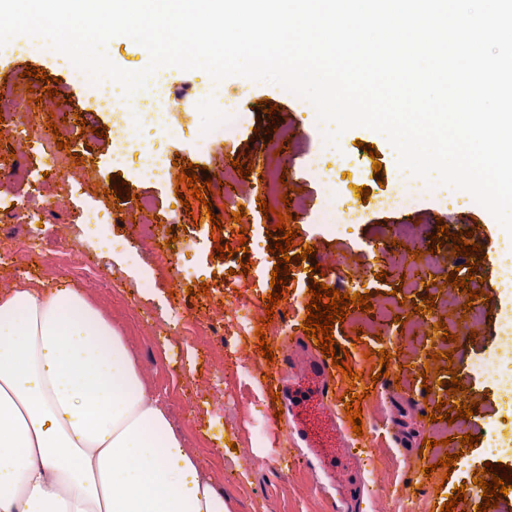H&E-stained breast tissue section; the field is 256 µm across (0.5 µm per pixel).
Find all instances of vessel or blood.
I'll return each mask as SVG.
<instances>
[{"mask_svg": "<svg viewBox=\"0 0 512 512\" xmlns=\"http://www.w3.org/2000/svg\"><path fill=\"white\" fill-rule=\"evenodd\" d=\"M299 347L302 358L289 361L281 382L288 416L273 418L272 423L287 427L288 444L297 447L298 459L318 463L331 478L351 467L345 415L330 395L331 364L321 357L313 340L300 341Z\"/></svg>", "mask_w": 512, "mask_h": 512, "instance_id": "vessel-or-blood-1", "label": "vessel or blood"}]
</instances>
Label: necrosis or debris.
<instances>
[{"mask_svg":"<svg viewBox=\"0 0 512 512\" xmlns=\"http://www.w3.org/2000/svg\"><path fill=\"white\" fill-rule=\"evenodd\" d=\"M72 82L79 86H92L99 107L102 110L120 114V122L112 126V157L115 162L136 161L138 172L157 181L165 180L171 167V161L160 145L161 136L174 132L170 117L175 112L190 111L192 103L207 106L212 115L211 127L201 135L202 140L219 136L230 137L244 120L237 98L225 95L223 90L209 84L198 85L191 100L178 98L168 78L158 75L144 90L132 97H125L113 90V84L103 81L92 84L89 76L78 69H70ZM28 153L36 157L35 164H28L24 158H17L10 171L11 181L23 186L24 194L7 197L0 195V219L14 218L18 211L27 214V240L37 244L41 231L39 225L44 216L56 210L57 201L40 193L36 184L42 172L61 171L68 166L70 157L58 150L53 135L35 133L33 128H25ZM312 171L320 179L323 189L321 219L334 231L356 223L355 208L343 205L342 184L335 171L326 167L325 152H317L309 159ZM83 184L75 180L70 184V195L74 202L69 212L70 220L66 226L68 234L74 235L76 242L66 256L68 268H90L91 260L86 256L80 241L88 236L92 226L108 223L111 214L105 211L100 202L83 201ZM234 324L224 325V307L216 305L209 312L206 322L210 337L217 347H224L226 337H234L233 351L238 356L239 366L244 374L254 380L265 377L266 371L256 351L249 348L246 339L254 335L260 321L247 305H238L235 309Z\"/></svg>","mask_w":512,"mask_h":512,"instance_id":"1","label":"necrosis or debris"}]
</instances>
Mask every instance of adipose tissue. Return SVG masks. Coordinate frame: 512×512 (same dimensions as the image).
<instances>
[{
  "mask_svg": "<svg viewBox=\"0 0 512 512\" xmlns=\"http://www.w3.org/2000/svg\"><path fill=\"white\" fill-rule=\"evenodd\" d=\"M0 512H232L84 289L0 290Z\"/></svg>",
  "mask_w": 512,
  "mask_h": 512,
  "instance_id": "ef3b65f1",
  "label": "adipose tissue"
}]
</instances>
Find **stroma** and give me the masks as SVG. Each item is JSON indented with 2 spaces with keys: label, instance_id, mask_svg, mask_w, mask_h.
Segmentation results:
<instances>
[{
  "label": "stroma",
  "instance_id": "obj_1",
  "mask_svg": "<svg viewBox=\"0 0 512 512\" xmlns=\"http://www.w3.org/2000/svg\"><path fill=\"white\" fill-rule=\"evenodd\" d=\"M46 70L49 77L58 79L57 94L32 103L37 114V125H45L50 114L66 113L80 116L86 127L100 128L113 123L111 113L101 111L94 94L85 87L71 83L62 65L59 53L48 56L16 55L0 57V88L14 91L18 98H25L28 80L26 68ZM225 94L237 97L246 116L236 134L229 139L217 138L207 146H200L197 133L208 125L210 116L203 107L191 112L173 113L177 132L168 139L166 149L174 154L176 165L172 175L161 183L147 182L139 178L133 168L116 169L112 165L111 141L92 137L73 142L70 150L77 153L80 162L58 174L50 185V191L60 200L62 207L50 215L46 225L49 243L44 250L36 251L25 267L28 282L48 288L61 285L85 287L84 278L62 276L51 278L47 268L59 263L70 243L60 238L59 227L66 218L64 202L69 198L70 182L81 178L93 199H105L107 192L118 191L129 185L132 195L149 198L155 205V213L161 224L170 225L178 239L193 240L195 249L185 251L179 260L188 273L189 280H205L210 287L227 281L234 285L239 302L248 304L256 312H264L268 288L258 287L254 273H241L246 253L239 250V238L227 235L226 240L237 250L227 262L215 260L211 227L196 223L189 214H182L178 222H170L169 212L176 204V176L185 164H193L198 179H206L214 173H229L231 180L225 184L212 183L211 198L216 208H223L226 196L235 187L256 185L267 170L282 169L287 173L288 188L293 189V199L302 209L290 225L298 231L292 255L302 256V268L315 264L335 262L337 275L324 276L327 285H335L337 277L358 281V291L370 297V310L352 308L347 319L335 322L333 327L335 352H346V365L357 372L356 384L336 379L332 396L344 398L346 390L363 394V436L358 437L351 449L364 485V512H375L386 488L397 487L400 493L410 494L420 503L423 512H441L456 487H464L465 502L459 503L454 512H476L482 501L483 490L474 485L476 472L487 460L485 441L494 436L512 438V415L507 414L506 398L496 390L492 381L475 376L470 371L473 361L493 355L499 350V321L512 317V293L504 292L497 276V249L512 236L501 227L492 215L479 204L463 205L448 198L427 193L415 206L406 210H393L383 202L386 189L397 178L396 153L387 139L373 130L356 127L342 137V148L349 158L344 186L348 205L354 206L360 216L358 223L348 226L345 236H336L329 225L319 223L318 212L322 204L323 188L309 167L308 156L320 147L323 128L312 113L300 111L290 91L266 82L232 76L222 82ZM282 143L280 154L263 152L262 143ZM378 151V158H371V151ZM249 162L253 170L249 178H242L234 161ZM381 162V170H373V162ZM370 191L369 201H362L358 188ZM446 223L450 233L442 247L446 262L429 271L428 279L444 284L459 264L474 267L472 289H483L488 298L482 301L485 319L475 329L468 330L457 321L455 313H448L450 333L456 334L457 342L451 343L441 335L419 336L415 339L414 366L401 377L388 375L385 365L372 364V356L380 350H403L405 338L391 330L388 320L382 318L378 306L382 297L397 290L398 282L379 279L385 264L380 258L382 248L390 246L397 237L401 224L418 225L422 237L436 235L438 223ZM480 224L484 235L480 240V256H461L455 253L453 239L468 225ZM113 240L114 249L100 253L99 238ZM315 250L314 256L303 257L305 247ZM90 254L100 255L101 260L93 270L100 280V288L91 292L102 312L111 318L124 336L135 346L141 367L168 406L170 419L188 447L194 448L205 471L223 489L234 506L235 512H330L335 505L334 497L316 486V474L303 465L284 473L274 465L256 462L259 449L251 445L252 431L265 427L268 411L277 407L272 393L259 386L250 387L251 397H243L246 387L239 379L234 362H226L224 391L234 403L232 413H225L223 405L215 404L211 385V356L205 341L189 346L181 340L180 326L167 324L171 309H178L184 317L199 315L205 302L204 296L189 294L186 288L176 287L169 272L157 269L150 256L143 253L123 222H115L94 228L83 245ZM147 283V291H138L140 283ZM310 302L307 284L288 280L284 299L278 310L288 316V325L281 334V341L273 346L275 359H282L293 347L296 336L305 325L304 312L289 313L293 298ZM362 328L360 338H353L355 328ZM453 351L452 359H440V373L426 374V352ZM458 376L465 389L450 394L447 385L451 376ZM429 385L434 400L455 402L477 401L472 415L467 419L469 432L477 441L467 450L465 458L454 461L452 469L439 467L438 461L445 453L454 452L449 443L447 422H433L422 418L421 436L435 433L442 438V445L429 449L427 457L412 454L405 460L388 463L384 457L396 442L384 432V424L390 417L388 401L402 402L422 385ZM437 463L433 474H426L427 462Z\"/></svg>",
  "mask_w": 512,
  "mask_h": 512
}]
</instances>
